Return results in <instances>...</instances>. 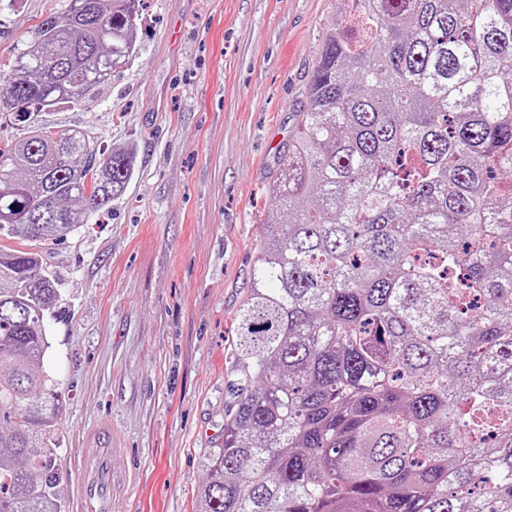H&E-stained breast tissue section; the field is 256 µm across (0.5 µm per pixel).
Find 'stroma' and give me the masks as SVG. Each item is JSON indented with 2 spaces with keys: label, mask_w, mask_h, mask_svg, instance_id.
Masks as SVG:
<instances>
[{
  "label": "stroma",
  "mask_w": 512,
  "mask_h": 512,
  "mask_svg": "<svg viewBox=\"0 0 512 512\" xmlns=\"http://www.w3.org/2000/svg\"><path fill=\"white\" fill-rule=\"evenodd\" d=\"M63 0L0 11V56ZM346 0H143L136 51L94 101L46 112L105 150L134 147L111 209L39 252L59 282L46 372L59 384L58 487L71 499L82 437L123 438L112 512H197L202 460L219 446L225 356L247 289L259 216L304 102L325 29Z\"/></svg>",
  "instance_id": "stroma-1"
}]
</instances>
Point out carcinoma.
Listing matches in <instances>:
<instances>
[{"instance_id":"obj_1","label":"carcinoma","mask_w":512,"mask_h":512,"mask_svg":"<svg viewBox=\"0 0 512 512\" xmlns=\"http://www.w3.org/2000/svg\"><path fill=\"white\" fill-rule=\"evenodd\" d=\"M140 2L65 0L0 63V241L123 196L133 150L35 116L94 100ZM277 164L201 512H512V0H351ZM34 269L0 244V512H64Z\"/></svg>"}]
</instances>
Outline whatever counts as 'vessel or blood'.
Returning a JSON list of instances; mask_svg holds the SVG:
<instances>
[{
    "label": "vessel or blood",
    "instance_id": "obj_1",
    "mask_svg": "<svg viewBox=\"0 0 512 512\" xmlns=\"http://www.w3.org/2000/svg\"><path fill=\"white\" fill-rule=\"evenodd\" d=\"M115 441L111 422H100L93 430L85 450L86 473L73 498L74 512H105L114 481L110 454Z\"/></svg>",
    "mask_w": 512,
    "mask_h": 512
}]
</instances>
